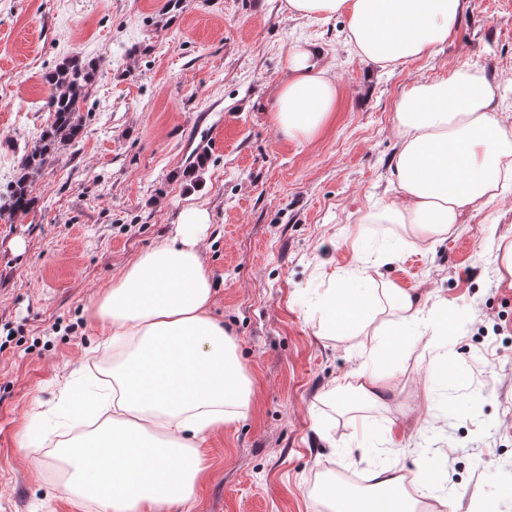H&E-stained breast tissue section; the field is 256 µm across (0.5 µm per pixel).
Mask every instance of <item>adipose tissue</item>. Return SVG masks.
<instances>
[{
    "label": "adipose tissue",
    "instance_id": "obj_1",
    "mask_svg": "<svg viewBox=\"0 0 512 512\" xmlns=\"http://www.w3.org/2000/svg\"><path fill=\"white\" fill-rule=\"evenodd\" d=\"M466 0H285L293 17L348 18V40L357 55L381 67H398L432 55L447 43ZM315 44L286 50L288 78L280 87L273 121L284 136L311 142L336 110V81ZM398 150L392 171L397 195L368 212L367 224H398L422 243L434 241L466 208L487 205L512 192V124L499 107L497 89L466 65L448 77L413 82L395 103ZM205 208L191 204L173 238L120 268L89 315L103 348L130 349L112 374L111 393L78 388L72 407L90 432L45 451L26 432L16 452L34 464L54 458L65 465L57 492L96 503L101 512H168L192 500L202 462L191 441L223 429L247 408L251 382L233 340L210 314L213 281L199 247ZM423 294L386 283L364 293L348 278L336 282L328 305L337 334L376 328L384 351L393 339L420 333L437 343L448 333V310L423 309ZM362 493L329 487L331 512H417L397 467L374 469ZM110 486L111 497L100 495Z\"/></svg>",
    "mask_w": 512,
    "mask_h": 512
}]
</instances>
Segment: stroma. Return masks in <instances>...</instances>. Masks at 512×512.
Here are the masks:
<instances>
[{"instance_id":"35a3bbf8","label":"stroma","mask_w":512,"mask_h":512,"mask_svg":"<svg viewBox=\"0 0 512 512\" xmlns=\"http://www.w3.org/2000/svg\"><path fill=\"white\" fill-rule=\"evenodd\" d=\"M322 45L336 78L331 122L309 143L285 138L272 105L286 49ZM93 62L81 138L33 176L34 206L8 208L23 155L52 122L44 76L65 58ZM499 85L512 113V0H467L433 56L397 68L363 62L344 17L294 18L284 0H0V512H97L58 496L53 458L15 451L39 430L67 438L58 407L99 337L85 309L99 288L175 232L189 204L216 285L212 316L252 383L243 416L206 435L204 480L171 512H329L321 488L395 464L408 490L430 484L426 512H512V195L467 211L422 245L361 215L389 199L394 104L408 82L462 64ZM367 266L364 288L395 281L463 314L444 346L399 337L377 355L372 329L323 336L333 278ZM368 367L392 381L385 403L332 399L341 375ZM447 384L431 385L435 370Z\"/></svg>"}]
</instances>
